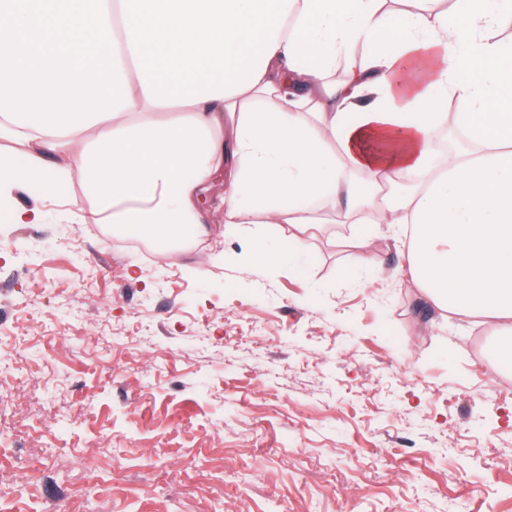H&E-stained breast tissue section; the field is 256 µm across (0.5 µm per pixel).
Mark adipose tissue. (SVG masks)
Returning a JSON list of instances; mask_svg holds the SVG:
<instances>
[{"label":"adipose tissue","mask_w":512,"mask_h":512,"mask_svg":"<svg viewBox=\"0 0 512 512\" xmlns=\"http://www.w3.org/2000/svg\"><path fill=\"white\" fill-rule=\"evenodd\" d=\"M0 8V206L13 223L36 188L62 201L72 147L88 221L164 244L207 238L205 195L239 223L404 230L411 278L436 307L492 323L512 369V0H433L389 15L383 0H9ZM342 69V82L324 76ZM464 106L470 153L439 157L440 104ZM179 107L175 121L155 112ZM152 118L129 125V116ZM352 171L366 174L361 195Z\"/></svg>","instance_id":"obj_1"}]
</instances>
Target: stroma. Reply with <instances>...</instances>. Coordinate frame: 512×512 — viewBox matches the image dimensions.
<instances>
[{
	"label": "stroma",
	"instance_id": "1",
	"mask_svg": "<svg viewBox=\"0 0 512 512\" xmlns=\"http://www.w3.org/2000/svg\"><path fill=\"white\" fill-rule=\"evenodd\" d=\"M14 203L43 220L0 215V512H512V371L410 280L406 237L316 224L246 276L294 225L218 204L161 256L77 223L80 181Z\"/></svg>",
	"mask_w": 512,
	"mask_h": 512
}]
</instances>
